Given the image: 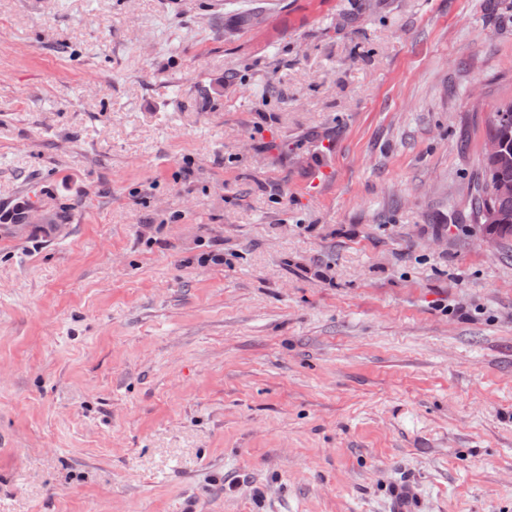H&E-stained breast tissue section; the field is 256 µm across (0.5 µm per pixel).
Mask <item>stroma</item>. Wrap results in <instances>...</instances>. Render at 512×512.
<instances>
[{"mask_svg": "<svg viewBox=\"0 0 512 512\" xmlns=\"http://www.w3.org/2000/svg\"><path fill=\"white\" fill-rule=\"evenodd\" d=\"M505 100L512 0H0V512H512ZM496 122L488 123L487 136H496L512 150V101L496 108ZM484 154L502 166H498L495 162L485 158L483 159L481 176L478 177L473 185L475 193L473 196L472 220L475 222L476 216L480 214L479 220L483 221L484 224L476 225L479 228L481 237L489 243L500 244V239L487 231L489 224L497 222V211L501 221L499 224H504L497 232L502 239V243L508 244L512 241V198L497 197L512 196V182H510L512 181V166H510L512 165V153L510 154L504 150L497 139L489 138L485 144ZM488 181H498L491 184L488 189L490 197L496 199H491L492 206L489 204V207L482 211L488 204L485 191Z\"/></svg>", "mask_w": 512, "mask_h": 512, "instance_id": "1", "label": "stroma"}]
</instances>
